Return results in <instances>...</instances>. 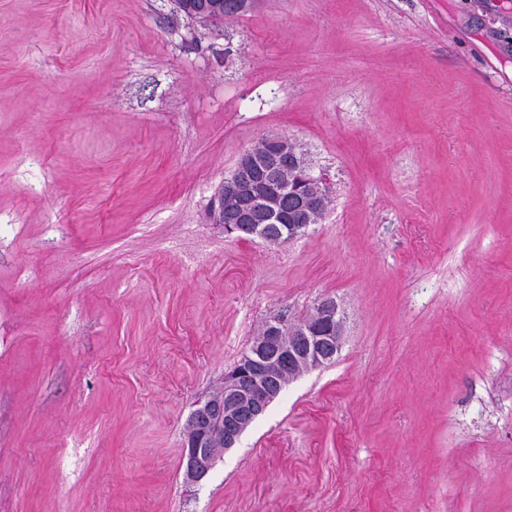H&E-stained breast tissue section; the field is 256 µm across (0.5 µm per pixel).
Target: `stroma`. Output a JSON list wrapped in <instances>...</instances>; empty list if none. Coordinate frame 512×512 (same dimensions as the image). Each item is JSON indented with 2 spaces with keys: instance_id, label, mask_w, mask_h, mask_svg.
I'll return each instance as SVG.
<instances>
[{
  "instance_id": "obj_1",
  "label": "stroma",
  "mask_w": 512,
  "mask_h": 512,
  "mask_svg": "<svg viewBox=\"0 0 512 512\" xmlns=\"http://www.w3.org/2000/svg\"><path fill=\"white\" fill-rule=\"evenodd\" d=\"M287 136L319 224L207 216ZM333 298L197 485L190 413ZM0 512H512V0H0ZM254 0H176L177 10L187 19L199 22H211L216 15L229 18L250 10Z\"/></svg>"
}]
</instances>
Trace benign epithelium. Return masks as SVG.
<instances>
[{"label": "benign epithelium", "mask_w": 512, "mask_h": 512, "mask_svg": "<svg viewBox=\"0 0 512 512\" xmlns=\"http://www.w3.org/2000/svg\"><path fill=\"white\" fill-rule=\"evenodd\" d=\"M254 0H175L187 19L208 23L250 10ZM281 184L280 192L265 191V181ZM324 176L315 175L298 157L285 136H266L259 148L245 151L231 175L211 201L209 216L224 225L227 234H247L271 241L268 227L278 223L283 204L294 202L298 223L288 237L303 235L318 223L330 198ZM343 317L331 298L319 301L308 320L263 325L237 370L224 376V386L200 404L185 426L184 477L199 484L221 455L235 446L248 427L300 374L333 360L340 352Z\"/></svg>", "instance_id": "benign-epithelium-1"}]
</instances>
